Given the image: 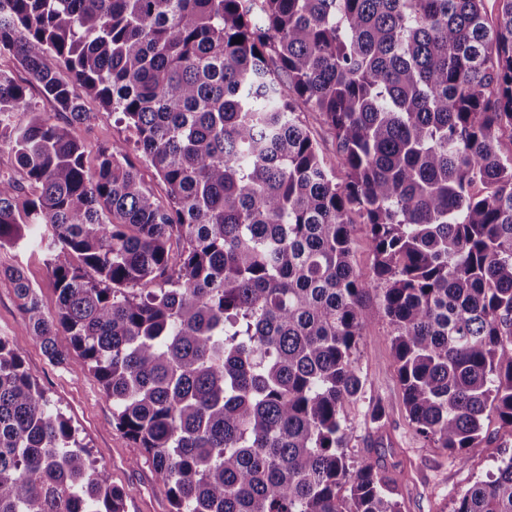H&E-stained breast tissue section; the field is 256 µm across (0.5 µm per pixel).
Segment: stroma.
Wrapping results in <instances>:
<instances>
[{
	"instance_id": "obj_1",
	"label": "stroma",
	"mask_w": 512,
	"mask_h": 512,
	"mask_svg": "<svg viewBox=\"0 0 512 512\" xmlns=\"http://www.w3.org/2000/svg\"><path fill=\"white\" fill-rule=\"evenodd\" d=\"M84 105L91 119L74 134L84 146L87 165H95L100 147L122 143L146 187L157 198H165L166 187L137 148L133 131L97 100L85 99ZM14 267L22 269L32 282L46 312H55L57 307L53 276L42 249L36 245L0 248V337L19 350L27 372L45 390L52 405L71 420L97 467L104 469L112 485L122 491L125 512H170L167 491L141 448L113 428L112 401L98 379L75 361L52 362L40 344L26 335L20 302L5 274ZM391 339L387 321H371L353 355L363 380V394L345 408L348 454L356 462L370 456L396 466L402 512H451L456 497L474 482L486 479L503 460L512 458V428L503 424L496 409H487L484 442L461 463L419 436L402 401ZM378 406L384 417L377 425L371 412Z\"/></svg>"
}]
</instances>
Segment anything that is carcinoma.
Listing matches in <instances>:
<instances>
[{"label":"carcinoma","instance_id":"cac0c4a2","mask_svg":"<svg viewBox=\"0 0 512 512\" xmlns=\"http://www.w3.org/2000/svg\"><path fill=\"white\" fill-rule=\"evenodd\" d=\"M487 2L0 0V143L38 188L20 207L0 179V247L37 243L58 295L10 270L25 328L56 363L70 336L171 512H401L397 474L346 448L373 319L419 435L461 461L487 407L512 427V0ZM32 89L64 121L14 124ZM88 96L167 204L121 144L86 167ZM0 512H124L2 337ZM453 512H512V458ZM84 105L87 112H90L91 119L85 125L78 126L74 135L84 146L86 165L93 167L96 164L101 146H111L112 142L122 143L146 187L157 198L165 201L166 187L150 160L137 148L133 131L124 123L116 121L118 115L103 109L97 100L86 98ZM351 249L355 270L367 272L372 263V245L367 237L365 225L353 224Z\"/></svg>","mask_w":512,"mask_h":512}]
</instances>
